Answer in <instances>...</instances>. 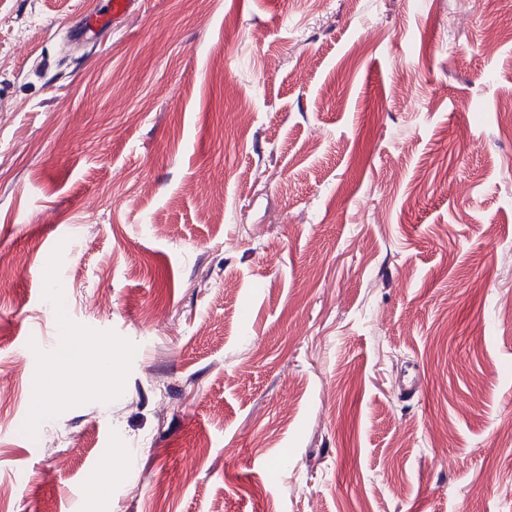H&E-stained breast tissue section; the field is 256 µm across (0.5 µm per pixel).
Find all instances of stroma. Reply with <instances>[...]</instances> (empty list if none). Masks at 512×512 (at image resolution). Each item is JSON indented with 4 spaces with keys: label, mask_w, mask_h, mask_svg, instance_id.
Returning a JSON list of instances; mask_svg holds the SVG:
<instances>
[{
    "label": "stroma",
    "mask_w": 512,
    "mask_h": 512,
    "mask_svg": "<svg viewBox=\"0 0 512 512\" xmlns=\"http://www.w3.org/2000/svg\"><path fill=\"white\" fill-rule=\"evenodd\" d=\"M108 5L0 0V512H512V0ZM137 0H110L107 13H93L70 30V37L78 42L87 43L110 28L113 19L128 13Z\"/></svg>",
    "instance_id": "stroma-1"
}]
</instances>
